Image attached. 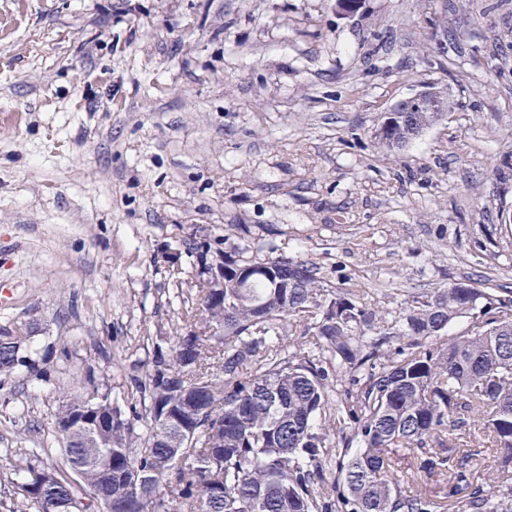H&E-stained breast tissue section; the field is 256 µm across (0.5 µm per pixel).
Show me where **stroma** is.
<instances>
[{
  "mask_svg": "<svg viewBox=\"0 0 512 512\" xmlns=\"http://www.w3.org/2000/svg\"><path fill=\"white\" fill-rule=\"evenodd\" d=\"M234 224L385 314L512 289V0H0V333L44 368L0 386V512L85 375L126 392L195 304L167 244ZM448 110V98L445 94L433 95L425 90L401 101L392 110L393 116L388 125L379 127L375 132V140L381 147L387 149L402 148L413 137L418 136L426 128L431 126L442 112ZM410 113L415 119V127L406 119Z\"/></svg>",
  "mask_w": 512,
  "mask_h": 512,
  "instance_id": "obj_1",
  "label": "stroma"
}]
</instances>
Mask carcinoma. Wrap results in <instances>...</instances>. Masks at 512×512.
Here are the masks:
<instances>
[{"instance_id":"carcinoma-1","label":"carcinoma","mask_w":512,"mask_h":512,"mask_svg":"<svg viewBox=\"0 0 512 512\" xmlns=\"http://www.w3.org/2000/svg\"><path fill=\"white\" fill-rule=\"evenodd\" d=\"M439 116L415 112L412 125L395 112L375 140L402 148ZM277 250L190 249L193 266L224 271V287L193 285L196 306L171 342L156 343L127 395L95 386L55 415L100 396V437L77 429L64 448L79 481L40 467L48 444L21 449L13 512H87L96 493L112 495V512H512V290L454 282L405 298L390 320ZM308 313L302 340L285 342ZM462 319L467 328L450 333ZM193 322L214 334L192 335ZM23 344L0 334L1 381L37 370ZM463 427L477 443L458 458ZM487 444L499 455L484 472ZM407 452L443 476L440 492L413 488Z\"/></svg>"}]
</instances>
